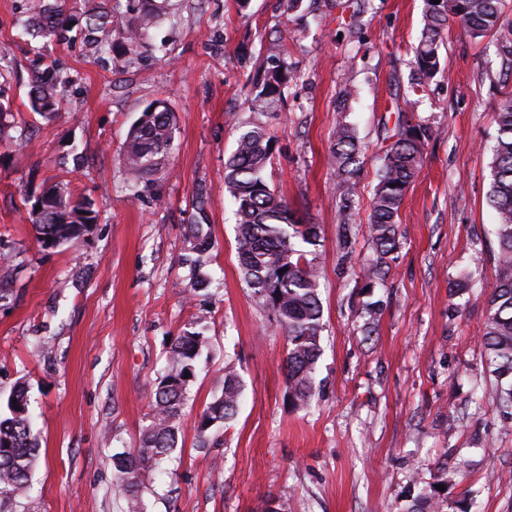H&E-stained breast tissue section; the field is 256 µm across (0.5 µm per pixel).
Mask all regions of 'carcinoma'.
<instances>
[{"mask_svg": "<svg viewBox=\"0 0 512 512\" xmlns=\"http://www.w3.org/2000/svg\"><path fill=\"white\" fill-rule=\"evenodd\" d=\"M140 9L128 7L133 18L126 28L131 42L142 39L157 15L139 0ZM423 29L413 47L416 86L435 77L441 69L443 35L456 24L472 36H493L505 68L512 71V21L502 15V0H424ZM106 0H93L74 19L63 4L37 0L29 14L19 20L23 31L43 44L67 43L83 38L96 52H112V28ZM287 49L282 37L270 39L265 60L253 78L255 94L248 108L267 112L283 98L291 79ZM33 79L27 91L30 112L49 121L61 110L58 86L63 77L54 63L37 53L31 61ZM176 130V116L161 99L150 102L130 127L124 142V162L135 170L144 185L162 168ZM395 141L386 150L380 178L371 201L369 232L377 255L362 272L364 287L374 288L388 273L390 258L399 248L397 224L406 192L421 168L430 130L407 114L397 120ZM272 154L271 140L259 124L239 135L236 148L224 165V186L235 205L236 249L240 269L254 296L274 316L288 341L284 363L288 407L305 411L316 390V366L320 356L323 310L319 295V272L315 263L320 246L318 226L304 224L270 188L265 172ZM361 147L352 128L336 127L328 157L336 171V199L349 227ZM489 202L497 213L498 275L489 297V316L482 341L488 372L494 377L493 396L507 420H512V99L497 112ZM24 202L31 207L36 238L44 247L68 243L83 235L96 222L92 199L74 197L67 183L58 181L40 192H28ZM190 254L184 261L202 268L214 242L206 224L187 229ZM207 337L201 331L185 330L169 347V367L150 390L148 424L142 428L138 447L112 457L115 489L127 501L128 512H141L143 473L154 469L177 446L187 390L196 361ZM242 384L233 370L224 369L221 395L203 409L197 423L199 447L219 443L218 430L237 413ZM10 416L0 418V512H13L17 500L28 494L39 445L32 430L25 388L12 394Z\"/></svg>", "mask_w": 512, "mask_h": 512, "instance_id": "1", "label": "carcinoma"}]
</instances>
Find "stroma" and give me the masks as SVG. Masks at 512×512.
Masks as SVG:
<instances>
[{"label": "stroma", "mask_w": 512, "mask_h": 512, "mask_svg": "<svg viewBox=\"0 0 512 512\" xmlns=\"http://www.w3.org/2000/svg\"><path fill=\"white\" fill-rule=\"evenodd\" d=\"M30 0H0V61L18 144L0 140V255L13 276L0 295V415L25 385L40 455L31 493L15 512H126L112 457L147 423L149 390L173 336L204 320L208 343L189 385L178 445L146 474L144 512H411L421 488L430 512H512V424L492 397L481 336L497 277L489 146L512 77L491 37L450 26L443 70L412 89V48L424 0H157V23L130 52L92 54L51 45L63 109L44 122L27 108L38 43L18 20ZM281 36L293 77L270 113L247 108L266 45ZM350 99H343V90ZM178 117L168 157L140 197L123 161L131 124L152 100ZM429 126L423 165L400 209L390 271L365 292L360 268L376 258L367 219L386 138L399 113ZM261 121L273 140L268 180L318 225L323 306L317 391L290 411L287 340L241 273L224 162ZM353 127L363 169L349 250L340 245L336 173L327 165L336 126ZM66 181L95 203L79 239L43 248L23 197ZM211 227L204 290L190 294L186 228ZM467 281L462 295L449 287ZM381 301L369 314V300ZM233 368L240 407L224 444L198 445L202 410Z\"/></svg>", "instance_id": "35a3bbf8"}]
</instances>
